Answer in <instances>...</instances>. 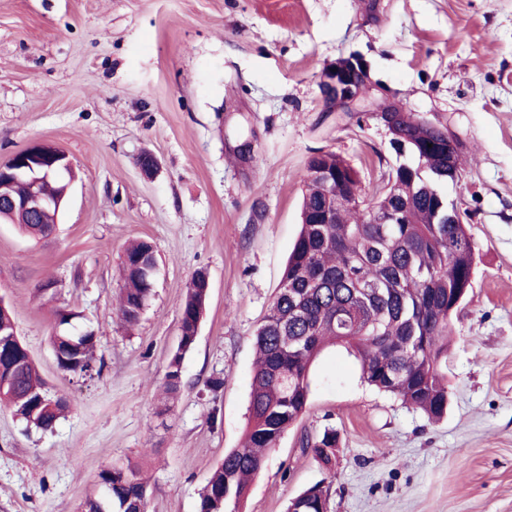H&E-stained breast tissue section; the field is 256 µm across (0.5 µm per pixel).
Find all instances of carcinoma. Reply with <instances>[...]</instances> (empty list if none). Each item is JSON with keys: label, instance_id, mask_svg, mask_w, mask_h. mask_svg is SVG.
<instances>
[{"label": "carcinoma", "instance_id": "cac0c4a2", "mask_svg": "<svg viewBox=\"0 0 512 512\" xmlns=\"http://www.w3.org/2000/svg\"><path fill=\"white\" fill-rule=\"evenodd\" d=\"M390 141L405 145L381 175L372 196L359 173L341 155L317 151L305 168L306 192L301 226L267 313L254 332L256 362L244 444L224 455L200 496L199 512H241L250 481L266 454L305 414L310 369L329 345H342L360 363L369 385L394 395L431 419L448 408L441 362L447 356L448 326L471 287L475 250L465 224L454 219L444 193L461 175L459 144L448 128L412 112L386 113ZM332 178L336 202L324 198L314 174ZM336 206V217L322 211ZM22 231L46 236L48 225L16 215ZM151 246L132 244L124 257L119 314L132 326L153 294V278L139 261L149 262ZM208 292L192 279L182 305L181 342L166 373V392L181 386L184 354L196 341V322ZM75 314L59 313L63 326L52 336L63 352L58 367L81 377L96 371L97 337L75 335L66 325ZM7 401L29 427L50 431L68 405L48 396L45 382L25 345L0 355V401ZM336 434L325 431L311 446L328 464ZM111 500L89 499L84 512H146L147 482L134 468L114 467L99 474ZM328 490L312 486L293 498L287 512H324Z\"/></svg>", "mask_w": 512, "mask_h": 512}]
</instances>
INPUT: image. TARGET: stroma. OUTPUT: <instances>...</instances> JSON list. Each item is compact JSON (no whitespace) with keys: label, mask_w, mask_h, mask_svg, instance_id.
Instances as JSON below:
<instances>
[{"label":"stroma","mask_w":512,"mask_h":512,"mask_svg":"<svg viewBox=\"0 0 512 512\" xmlns=\"http://www.w3.org/2000/svg\"><path fill=\"white\" fill-rule=\"evenodd\" d=\"M380 3L372 22L363 0H0V164L46 142L74 173L52 234L0 223V299L49 395L71 405L47 432L0 405V512H82L115 465L140 469L147 512H198L244 436L253 334L300 230L309 156L340 154L369 191L392 159L375 119L324 107L320 74L350 54L462 144L447 195L468 216L476 268L450 323L448 410L429 421L327 347L305 415L268 453L243 512H286L318 483L329 512H512V0ZM244 139L247 159L235 151ZM144 153L153 173L137 164ZM142 239L154 290L128 327L123 254ZM201 269L207 310L168 398L182 302ZM62 310L95 330L99 374L58 368ZM327 429L328 465L302 446Z\"/></svg>","instance_id":"35a3bbf8"}]
</instances>
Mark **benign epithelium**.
Masks as SVG:
<instances>
[{
  "label": "benign epithelium",
  "instance_id": "1",
  "mask_svg": "<svg viewBox=\"0 0 512 512\" xmlns=\"http://www.w3.org/2000/svg\"><path fill=\"white\" fill-rule=\"evenodd\" d=\"M320 91L328 112H356L359 99L372 92H379L391 107H401L392 101L393 94L380 87L372 79L368 64L356 55L339 57L321 73ZM72 163L68 155L55 146L35 144L13 155L0 165V178L26 186L25 191L8 200H0L1 208H10L12 213H23L40 217L47 224L59 223L69 185L61 188V194L50 197L36 191V186L50 178L61 179L70 173Z\"/></svg>",
  "mask_w": 512,
  "mask_h": 512
}]
</instances>
